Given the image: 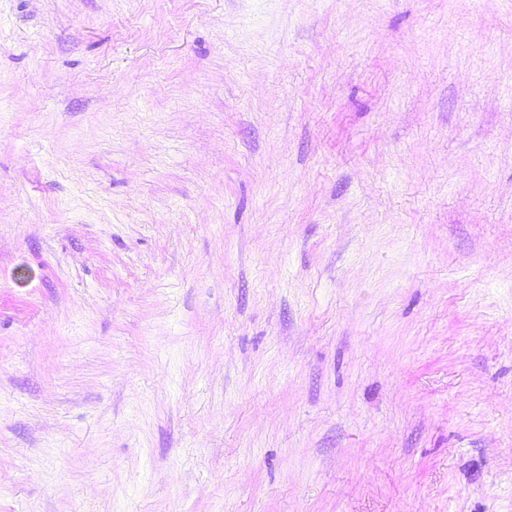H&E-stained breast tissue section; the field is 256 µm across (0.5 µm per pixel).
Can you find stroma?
Listing matches in <instances>:
<instances>
[{
    "mask_svg": "<svg viewBox=\"0 0 512 512\" xmlns=\"http://www.w3.org/2000/svg\"><path fill=\"white\" fill-rule=\"evenodd\" d=\"M0 512H512V0H0Z\"/></svg>",
    "mask_w": 512,
    "mask_h": 512,
    "instance_id": "1",
    "label": "stroma"
}]
</instances>
